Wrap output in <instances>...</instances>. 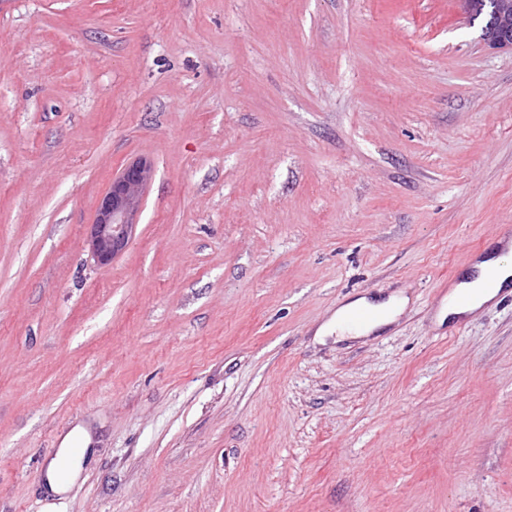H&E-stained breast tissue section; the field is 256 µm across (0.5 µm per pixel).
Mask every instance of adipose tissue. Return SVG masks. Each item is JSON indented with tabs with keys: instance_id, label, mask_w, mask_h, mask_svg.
I'll return each instance as SVG.
<instances>
[{
	"instance_id": "1",
	"label": "adipose tissue",
	"mask_w": 512,
	"mask_h": 512,
	"mask_svg": "<svg viewBox=\"0 0 512 512\" xmlns=\"http://www.w3.org/2000/svg\"><path fill=\"white\" fill-rule=\"evenodd\" d=\"M512 286V253L504 248H494L484 259L474 263L470 271L457 282L449 293V301L442 305V315L458 320L481 310L494 301L503 288ZM408 299L399 294L387 300L374 302L367 297L349 301L337 308L332 318L323 325L322 335L337 338L366 336L392 323L407 305ZM375 312L376 317L363 325H351L354 315ZM91 442L83 428H76L64 440L56 458L47 470V490L50 494L65 493L79 474L81 461Z\"/></svg>"
}]
</instances>
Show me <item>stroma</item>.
Instances as JSON below:
<instances>
[{"label":"stroma","mask_w":512,"mask_h":512,"mask_svg":"<svg viewBox=\"0 0 512 512\" xmlns=\"http://www.w3.org/2000/svg\"><path fill=\"white\" fill-rule=\"evenodd\" d=\"M480 34L458 0H0V512H512V292L438 320L512 225ZM153 167L146 160L127 165L100 196L88 245L100 265L112 263L131 242L134 217L142 203L143 192L150 182ZM407 303L408 298L402 293L379 302L370 301L364 296L357 298L337 308L332 318L321 328V334L326 336L336 333L338 339L367 336L392 323ZM364 311H378L383 315L361 326H350L351 317ZM90 443V435L81 427H77L64 439L63 445L66 447L76 445L78 449L74 451V448H60L56 458L47 470V492L53 495H61L70 488L79 474L81 461L86 450L89 449ZM61 471L66 472V479H62Z\"/></svg>","instance_id":"1"}]
</instances>
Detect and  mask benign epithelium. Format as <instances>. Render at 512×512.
I'll use <instances>...</instances> for the list:
<instances>
[{"mask_svg":"<svg viewBox=\"0 0 512 512\" xmlns=\"http://www.w3.org/2000/svg\"><path fill=\"white\" fill-rule=\"evenodd\" d=\"M470 19L483 18L481 39L492 49L512 50V0H458ZM153 174L145 160L127 165L100 196L88 245L100 265L112 263L131 242L134 217Z\"/></svg>","mask_w":512,"mask_h":512,"instance_id":"obj_1","label":"benign epithelium"}]
</instances>
